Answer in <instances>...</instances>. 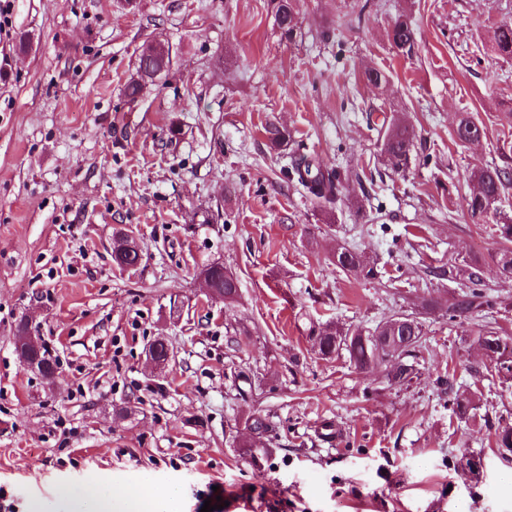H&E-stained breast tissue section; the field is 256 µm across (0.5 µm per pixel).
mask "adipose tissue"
<instances>
[{
  "label": "adipose tissue",
  "instance_id": "obj_1",
  "mask_svg": "<svg viewBox=\"0 0 512 512\" xmlns=\"http://www.w3.org/2000/svg\"><path fill=\"white\" fill-rule=\"evenodd\" d=\"M59 495L66 512H182L179 492L159 491L147 480L115 488L93 476L77 487L61 486Z\"/></svg>",
  "mask_w": 512,
  "mask_h": 512
}]
</instances>
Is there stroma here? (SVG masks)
I'll use <instances>...</instances> for the list:
<instances>
[{
    "mask_svg": "<svg viewBox=\"0 0 512 512\" xmlns=\"http://www.w3.org/2000/svg\"><path fill=\"white\" fill-rule=\"evenodd\" d=\"M282 37L268 0H7L0 8V512H61L55 488L89 475L176 487L184 512H512V471L494 432L512 424V379L489 376L472 320H449L454 271L482 266L487 318L512 336V279L492 256L495 227L471 223L470 172L512 168V60L492 47L512 0H299ZM416 31L411 56L388 31ZM31 47L20 53V35ZM172 64L137 104L123 95L149 42ZM387 77L372 86L362 72ZM404 113L418 160L380 161L373 112ZM484 126L453 136L459 113ZM336 168L348 194L334 223L267 147V124ZM178 127L170 139L169 127ZM132 229L142 259L112 261V231ZM377 259L367 280L332 261L336 246ZM219 263L239 282L232 305L201 280ZM450 269L439 277L440 268ZM424 315L420 376L386 385L384 367L322 359L328 321L371 329ZM27 320L58 360L54 384L24 366ZM164 337L165 371L146 349ZM472 400L464 422L439 384ZM129 407L130 417L115 416ZM266 416L263 470L239 456L244 420ZM334 423L338 438L315 431ZM483 461L479 481L454 464ZM390 40L401 55H412L416 45V33L408 15H401L396 20L390 30Z\"/></svg>",
    "mask_w": 512,
    "mask_h": 512,
    "instance_id": "35a3bbf8",
    "label": "stroma"
}]
</instances>
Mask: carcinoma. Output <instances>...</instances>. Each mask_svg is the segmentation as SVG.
<instances>
[{"label":"carcinoma","instance_id":"cac0c4a2","mask_svg":"<svg viewBox=\"0 0 512 512\" xmlns=\"http://www.w3.org/2000/svg\"><path fill=\"white\" fill-rule=\"evenodd\" d=\"M274 23L281 35L291 39L298 28L295 0H270ZM393 47L403 56L413 53L416 33L411 18L400 16L390 30ZM496 53L505 59H512V24L498 26L492 36ZM171 65L170 52L156 50L151 46L142 50L137 58L135 75L124 86V97L128 102L139 100L147 85L168 71ZM377 146L385 168L396 174H405L417 160L416 131L407 121L396 117L385 120L376 128ZM269 148L277 153L288 150L292 137L283 127L269 124L264 127ZM484 128L470 113L459 114L454 129L458 144L465 146L469 138L483 137ZM288 176L296 180L306 191L308 198L322 211L333 209L345 187L337 170L321 164L314 156L296 153L291 157ZM471 180L479 191L466 200L467 214L474 224H496L495 232L502 242V248L493 256V262L505 276L512 277V220L502 214L500 204L506 191L512 186V172L498 166H478L471 172ZM123 230L112 234V261L120 268H130L140 260L137 246H122L119 240ZM336 267L347 272H359L366 279L379 276L377 264L365 254L340 246L334 251ZM206 277L224 294V304H232L238 296V279L230 271L217 266L204 269ZM467 283L458 297L448 303V316L452 319H470L490 307V300L481 289L482 267L474 263L465 270ZM312 336L324 359H331L343 350L357 370H365L374 364L386 365L387 382L404 384L420 375L418 353L425 342L423 323L414 314L397 313L379 322L373 329L339 328L325 323L312 330ZM477 343L491 354L490 363L499 377H512V337L501 336L488 322L477 331ZM18 358L24 363L38 365V373L47 382H53L58 361L53 357L43 340L33 341L28 337V323L24 320L17 325L15 343ZM444 393L452 401L453 413L460 419L470 416L472 407L464 393L454 387L453 379L440 381ZM250 438L238 443L240 455L260 466V461L269 455L268 449L257 448L254 439L262 438L271 431L269 421L261 415H252L245 421ZM496 446L505 454H512V425L500 426L495 430Z\"/></svg>","mask_w":512,"mask_h":512}]
</instances>
